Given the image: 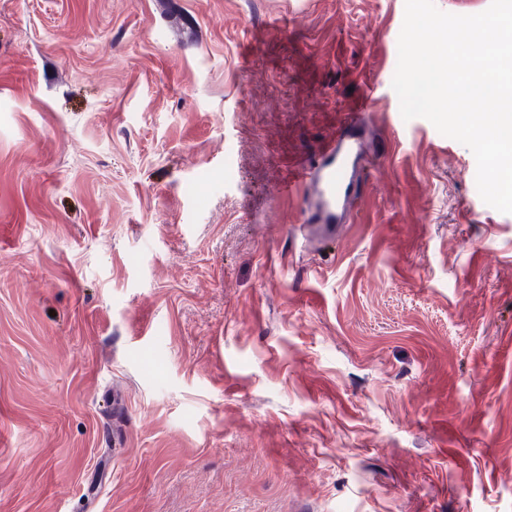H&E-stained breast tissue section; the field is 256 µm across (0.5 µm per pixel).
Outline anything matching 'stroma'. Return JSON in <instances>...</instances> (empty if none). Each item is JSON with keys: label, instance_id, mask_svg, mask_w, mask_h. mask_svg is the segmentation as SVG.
<instances>
[{"label": "stroma", "instance_id": "obj_1", "mask_svg": "<svg viewBox=\"0 0 512 512\" xmlns=\"http://www.w3.org/2000/svg\"><path fill=\"white\" fill-rule=\"evenodd\" d=\"M174 2L0 0V512H512V214L405 0ZM370 86L324 247L271 190Z\"/></svg>", "mask_w": 512, "mask_h": 512}]
</instances>
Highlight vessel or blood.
Listing matches in <instances>:
<instances>
[{"mask_svg": "<svg viewBox=\"0 0 512 512\" xmlns=\"http://www.w3.org/2000/svg\"><path fill=\"white\" fill-rule=\"evenodd\" d=\"M373 107V99L366 96L344 113L335 136L322 144L316 160L292 165L287 181L277 189L283 197L300 190L310 193L307 221L313 224L316 235H334L340 224L346 223L358 198L357 187L365 163L358 130L364 113Z\"/></svg>", "mask_w": 512, "mask_h": 512, "instance_id": "1", "label": "vessel or blood"}]
</instances>
